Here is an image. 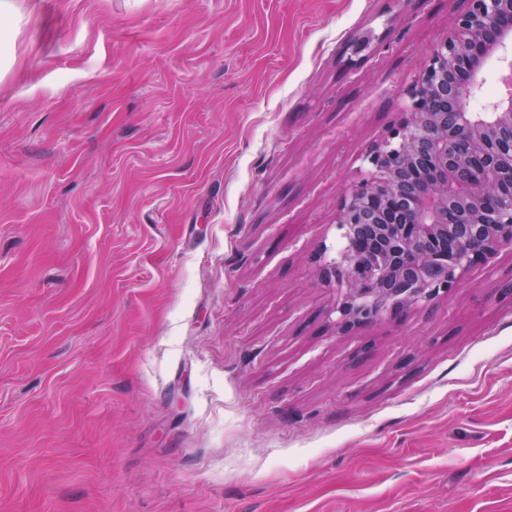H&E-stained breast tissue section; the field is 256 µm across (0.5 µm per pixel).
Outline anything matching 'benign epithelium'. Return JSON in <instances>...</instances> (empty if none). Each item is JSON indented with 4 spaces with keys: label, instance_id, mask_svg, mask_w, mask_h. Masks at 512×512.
<instances>
[{
    "label": "benign epithelium",
    "instance_id": "7a95c632",
    "mask_svg": "<svg viewBox=\"0 0 512 512\" xmlns=\"http://www.w3.org/2000/svg\"><path fill=\"white\" fill-rule=\"evenodd\" d=\"M467 3L337 212L347 245L322 276L343 294L344 332L432 302L512 244V93L471 108L487 59L512 42V0Z\"/></svg>",
    "mask_w": 512,
    "mask_h": 512
}]
</instances>
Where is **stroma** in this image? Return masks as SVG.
Here are the masks:
<instances>
[{"instance_id": "obj_1", "label": "stroma", "mask_w": 512, "mask_h": 512, "mask_svg": "<svg viewBox=\"0 0 512 512\" xmlns=\"http://www.w3.org/2000/svg\"><path fill=\"white\" fill-rule=\"evenodd\" d=\"M465 8L0 0V512H512V246L321 279Z\"/></svg>"}]
</instances>
